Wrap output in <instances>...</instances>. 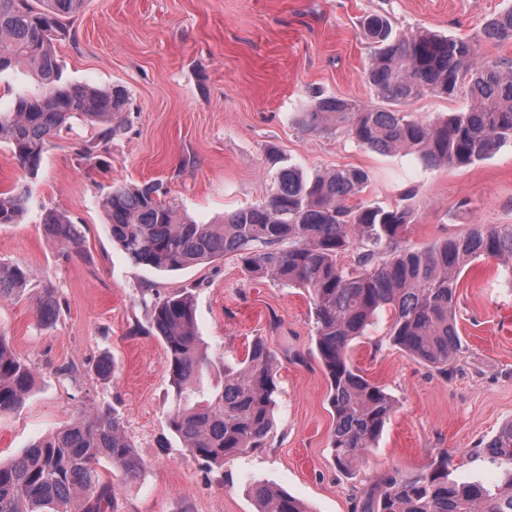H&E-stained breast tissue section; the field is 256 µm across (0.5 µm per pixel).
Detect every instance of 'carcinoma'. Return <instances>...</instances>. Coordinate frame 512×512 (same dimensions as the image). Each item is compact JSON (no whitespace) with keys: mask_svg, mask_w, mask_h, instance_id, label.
Returning <instances> with one entry per match:
<instances>
[{"mask_svg":"<svg viewBox=\"0 0 512 512\" xmlns=\"http://www.w3.org/2000/svg\"><path fill=\"white\" fill-rule=\"evenodd\" d=\"M84 0H0V72L29 68L41 90L17 94L0 111V146L30 176L40 168L51 139L83 119L112 137V119L122 110L118 92L62 80L55 43L70 35L67 22ZM372 52L367 83L392 108H373L332 96H315L299 121L308 130L342 129L357 145L375 151L407 149L428 166L465 167L512 141V61L480 55L478 43L425 29L394 33L385 16L363 21ZM482 35L512 44V7L488 20ZM467 97V110L440 121H417L395 106L425 94ZM369 175L343 168L306 175L296 167L276 172L268 200L224 215L220 224H199L161 198V186L112 184L103 198L112 239L136 264L159 272L237 253L257 279L294 284L306 290L315 321V344L330 383L334 410L331 448L336 466L346 470L377 446L396 408L384 388L364 378L351 359L353 342L364 336L381 312L390 313L391 345L440 374L463 354L456 315L461 270L483 258L502 265L512 287V224L481 226L413 249L402 245L412 222L408 206L384 208L347 201L361 193ZM30 199L25 186L0 192V225L17 224ZM63 256L83 251L77 225L53 209L42 217ZM356 266L338 262L348 248ZM30 282L21 264L0 262V300H20ZM38 321L59 316L60 302L47 288L36 299ZM151 328L164 344L174 387L170 429L191 456L221 466L229 456L265 448L274 429L275 356L254 340L244 358L224 368L212 391L201 380L214 366L195 329L194 295L188 289L155 302ZM36 381L30 364L0 329V413L20 408ZM121 422L108 411L76 419L69 427L32 443L10 463L0 461V512H121L100 461H112L126 480H136L142 464ZM491 459L512 461V422L482 447ZM447 455L426 468H397L353 502L352 512H512V475L507 487L449 478ZM249 494L257 512H308L303 503L264 485Z\"/></svg>","mask_w":512,"mask_h":512,"instance_id":"carcinoma-1","label":"carcinoma"}]
</instances>
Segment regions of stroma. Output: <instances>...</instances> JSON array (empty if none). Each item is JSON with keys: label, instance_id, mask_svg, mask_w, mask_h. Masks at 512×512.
<instances>
[{"label": "stroma", "instance_id": "35a3bbf8", "mask_svg": "<svg viewBox=\"0 0 512 512\" xmlns=\"http://www.w3.org/2000/svg\"><path fill=\"white\" fill-rule=\"evenodd\" d=\"M512 0H85L71 34L57 42L64 77L125 93L108 142L74 122L45 153L37 178L0 147V191L27 184L20 223L0 226V262L26 265L22 300L0 301V328L36 372L23 406L0 414V460L81 414L117 416L143 465L124 481L102 460L122 512H256L250 483L301 499L310 512H350L352 500L387 470L413 471L448 453L453 478L502 484L512 462L479 453L512 421V287L494 262L459 276L458 328L466 347L449 375L388 341L377 318L353 345L352 360L397 409L378 446L349 470L330 448L329 382L317 357L315 323L304 289L250 277L239 256L161 273L132 263L113 242L101 200L113 184H160L166 200L197 222L264 202L278 167L307 173L358 168L369 182L359 203L409 204L404 243L424 247L476 224H512V144L460 168L429 167L407 151L381 154L344 132H314L298 121L313 93L363 106L381 100L366 82L371 53L367 15L390 18L396 32L419 28L471 40ZM95 148L86 161L84 146ZM66 214L84 236L81 255L63 258L41 222ZM53 288L62 311L49 326L34 302ZM195 299V323L216 365L205 387L224 378L254 339L278 363L275 427L265 448L208 468L168 425L173 387L161 341L150 333L154 301L182 289ZM115 366L101 370L102 362ZM72 375H64V368Z\"/></svg>", "mask_w": 512, "mask_h": 512}]
</instances>
